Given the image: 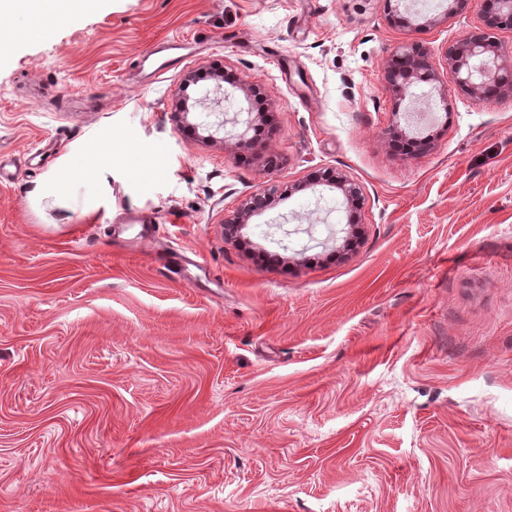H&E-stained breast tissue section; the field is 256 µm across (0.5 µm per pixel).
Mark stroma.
Masks as SVG:
<instances>
[{
    "label": "stroma",
    "instance_id": "35a3bbf8",
    "mask_svg": "<svg viewBox=\"0 0 512 512\" xmlns=\"http://www.w3.org/2000/svg\"><path fill=\"white\" fill-rule=\"evenodd\" d=\"M485 4L97 0L0 51V512H512V93L445 58ZM452 7L448 8V11L444 13L443 17L436 18H400V23L405 27H411L416 31H424L432 26H435L441 22L447 21L448 18L454 16L458 10L463 6L464 1L461 0H453ZM422 20V22H420ZM402 57H416V62L408 65L404 71L399 72L395 69H391L388 74V81L395 87L396 92L403 95L413 87L414 84L420 82L436 81L437 74L432 66L421 67V58L428 59V49L420 43H412L409 46L402 47L394 55V59H400ZM397 77L402 80L401 84L397 82Z\"/></svg>",
    "mask_w": 512,
    "mask_h": 512
}]
</instances>
